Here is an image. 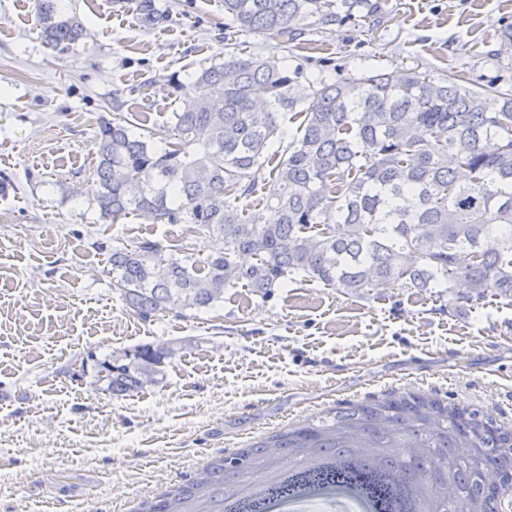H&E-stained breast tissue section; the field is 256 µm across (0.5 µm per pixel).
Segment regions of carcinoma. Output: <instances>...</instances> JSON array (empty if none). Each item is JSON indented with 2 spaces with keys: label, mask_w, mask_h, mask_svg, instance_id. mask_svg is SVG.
Here are the masks:
<instances>
[{
  "label": "carcinoma",
  "mask_w": 512,
  "mask_h": 512,
  "mask_svg": "<svg viewBox=\"0 0 512 512\" xmlns=\"http://www.w3.org/2000/svg\"><path fill=\"white\" fill-rule=\"evenodd\" d=\"M383 0H224L242 32L279 44L305 28L370 25ZM48 47L87 37L62 0H33ZM512 70V23L486 53ZM284 59L243 56L168 81L179 111L164 146L101 121L93 176L100 219L130 215L217 236L190 248L142 239L110 255L112 287L140 319L211 308L242 284L263 298L316 281L361 296L392 285L448 284L456 302L488 291L512 298V83L463 84L415 68L350 74L295 90ZM300 121L283 153L281 119ZM280 156L264 173L265 161ZM257 196L277 213L243 209ZM249 255L254 262H239ZM181 341L114 350L96 384L125 396L155 383Z\"/></svg>",
  "instance_id": "1"
}]
</instances>
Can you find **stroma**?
Wrapping results in <instances>:
<instances>
[{
  "label": "stroma",
  "instance_id": "1",
  "mask_svg": "<svg viewBox=\"0 0 512 512\" xmlns=\"http://www.w3.org/2000/svg\"><path fill=\"white\" fill-rule=\"evenodd\" d=\"M88 37L48 48L33 0H0V512H120L193 476L226 444L332 399L393 379L512 420V300L449 305L447 288L350 296L297 282L261 298L142 321L112 286V247L171 243L181 224L99 218L91 176L100 118H124L163 146L178 108L166 82H189L239 44L224 0H64ZM376 30L305 31L288 51L301 84L359 67L414 68L471 80L498 73L512 0H388ZM172 339L186 346L158 382L115 399L95 385L111 351ZM497 48L486 53L498 69L508 72L512 70V23L503 19L498 29Z\"/></svg>",
  "mask_w": 512,
  "mask_h": 512
}]
</instances>
